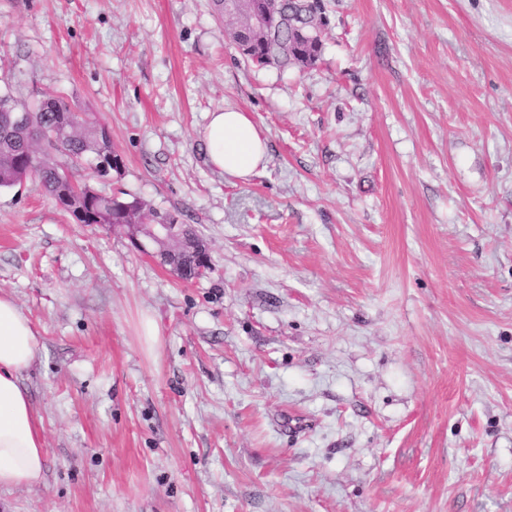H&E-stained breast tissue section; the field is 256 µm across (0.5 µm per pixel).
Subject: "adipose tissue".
Instances as JSON below:
<instances>
[{"mask_svg":"<svg viewBox=\"0 0 512 512\" xmlns=\"http://www.w3.org/2000/svg\"><path fill=\"white\" fill-rule=\"evenodd\" d=\"M203 130L211 164L244 178L267 154V143L243 112L209 113ZM38 354L37 334L14 300L0 293V486L36 485L43 479L45 442L22 374Z\"/></svg>","mask_w":512,"mask_h":512,"instance_id":"adipose-tissue-1","label":"adipose tissue"}]
</instances>
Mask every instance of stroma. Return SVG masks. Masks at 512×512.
Wrapping results in <instances>:
<instances>
[{
    "label": "stroma",
    "mask_w": 512,
    "mask_h": 512,
    "mask_svg": "<svg viewBox=\"0 0 512 512\" xmlns=\"http://www.w3.org/2000/svg\"><path fill=\"white\" fill-rule=\"evenodd\" d=\"M324 2L281 71L212 0H0V89L89 114L124 161L95 188L210 254L185 281L0 189L46 449L0 512H512V0ZM221 108L267 141L252 176L208 161Z\"/></svg>",
    "instance_id": "1"
}]
</instances>
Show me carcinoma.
I'll return each instance as SVG.
<instances>
[{
  "label": "carcinoma",
  "instance_id": "obj_1",
  "mask_svg": "<svg viewBox=\"0 0 512 512\" xmlns=\"http://www.w3.org/2000/svg\"><path fill=\"white\" fill-rule=\"evenodd\" d=\"M225 0H214L218 13L227 18L225 35L246 61L259 67L275 66L281 70L313 65L322 49V34L327 27L323 0H240L228 12ZM268 11L269 25L252 30L255 12ZM53 112H38L26 129L0 135V189L15 186L21 178H33L55 200L66 188L82 189L83 205L100 217V223L112 227L127 223L129 211L137 210L151 220L162 211L138 197L120 203L112 195L97 192L87 181L74 178L83 159L90 176H100L94 169L101 158H120L104 128L85 113L76 114L52 91Z\"/></svg>",
  "mask_w": 512,
  "mask_h": 512
}]
</instances>
